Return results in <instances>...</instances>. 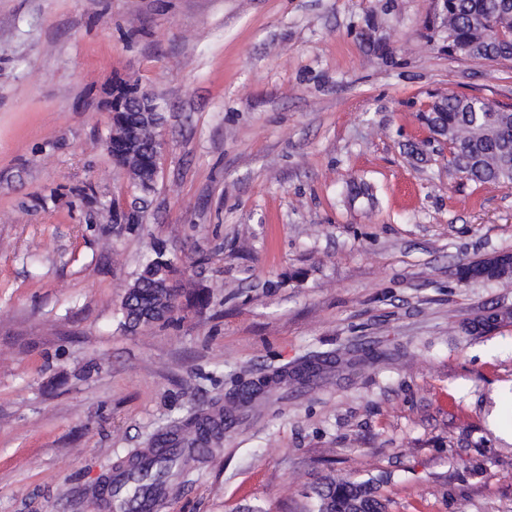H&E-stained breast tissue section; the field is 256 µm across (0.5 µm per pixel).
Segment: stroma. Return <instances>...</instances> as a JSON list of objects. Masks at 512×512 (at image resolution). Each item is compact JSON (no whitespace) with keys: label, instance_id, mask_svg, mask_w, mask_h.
Here are the masks:
<instances>
[{"label":"stroma","instance_id":"stroma-1","mask_svg":"<svg viewBox=\"0 0 512 512\" xmlns=\"http://www.w3.org/2000/svg\"><path fill=\"white\" fill-rule=\"evenodd\" d=\"M431 0H0V512H107L99 486L190 405L272 384L158 512H310L330 478L389 512H512V186L448 167L437 97L512 105V63L450 57ZM166 99L140 223L93 224L125 179L115 79ZM163 242L175 320L117 327ZM315 376L276 380L308 356ZM483 264V278L491 281L511 278L512 256L510 253H498L480 260Z\"/></svg>","mask_w":512,"mask_h":512}]
</instances>
